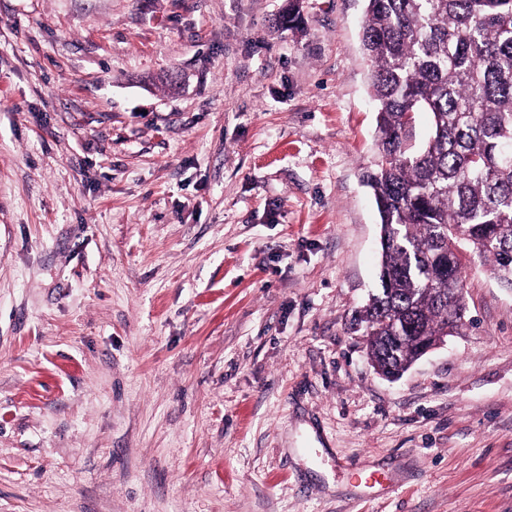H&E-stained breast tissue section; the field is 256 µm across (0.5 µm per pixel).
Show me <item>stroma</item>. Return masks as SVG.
Listing matches in <instances>:
<instances>
[{
    "instance_id": "stroma-1",
    "label": "stroma",
    "mask_w": 512,
    "mask_h": 512,
    "mask_svg": "<svg viewBox=\"0 0 512 512\" xmlns=\"http://www.w3.org/2000/svg\"><path fill=\"white\" fill-rule=\"evenodd\" d=\"M0 0V512H512V291L403 376L365 0Z\"/></svg>"
}]
</instances>
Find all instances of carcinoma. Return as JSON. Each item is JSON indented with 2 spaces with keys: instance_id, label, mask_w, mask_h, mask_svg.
Returning <instances> with one entry per match:
<instances>
[{
  "instance_id": "cac0c4a2",
  "label": "carcinoma",
  "mask_w": 512,
  "mask_h": 512,
  "mask_svg": "<svg viewBox=\"0 0 512 512\" xmlns=\"http://www.w3.org/2000/svg\"><path fill=\"white\" fill-rule=\"evenodd\" d=\"M365 2L381 253L360 325L368 358L399 373L465 325L463 249L512 289V0ZM410 112L431 115L425 137Z\"/></svg>"
}]
</instances>
